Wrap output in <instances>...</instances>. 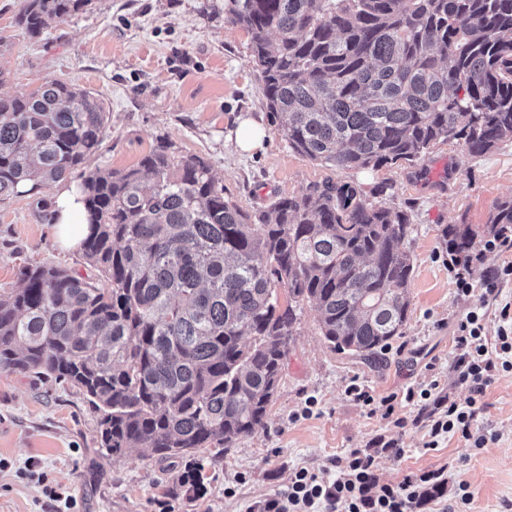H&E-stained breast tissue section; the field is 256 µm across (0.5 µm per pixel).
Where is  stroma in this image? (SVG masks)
Segmentation results:
<instances>
[{"label":"stroma","mask_w":512,"mask_h":512,"mask_svg":"<svg viewBox=\"0 0 512 512\" xmlns=\"http://www.w3.org/2000/svg\"><path fill=\"white\" fill-rule=\"evenodd\" d=\"M25 4L0 0V98L60 80L101 99L108 122L88 168L135 166L166 137L183 153L204 157L226 196L248 210L328 178L355 183L373 203L407 213L402 247L414 271L405 333L377 365L333 351L320 333L317 311L304 307L264 428L221 457L202 449L205 493L197 498L176 484L184 461L148 458L139 448L104 455L98 415L78 390L0 368V512H66L36 482L18 476L31 464L72 496L78 512H247L285 489L297 468L334 479L331 458L366 447L385 431L405 454L381 461L384 481L443 467L447 501L456 500L463 481L471 493L467 512H506L512 505V373L497 375L484 394L479 422L497 438L477 451L456 436L424 450L426 431L415 423L414 408L404 411L405 428L390 431L381 413L370 412L345 388L355 377L382 398L432 373H447L454 323L480 299L458 295L443 230L455 224L489 236L495 202L512 197V140L481 155L440 143L413 166L328 168L289 148L286 135L271 124L250 36L227 21L224 0H92L50 21L36 37L16 23ZM246 118L266 132L262 148L250 153L235 142ZM52 228L46 194L0 201V294L20 288L22 271L36 264L98 278L81 249L58 246ZM310 397L317 405L305 417L301 410Z\"/></svg>","instance_id":"1"}]
</instances>
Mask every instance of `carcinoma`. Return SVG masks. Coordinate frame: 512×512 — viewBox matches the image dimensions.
Instances as JSON below:
<instances>
[{"label":"carcinoma","mask_w":512,"mask_h":512,"mask_svg":"<svg viewBox=\"0 0 512 512\" xmlns=\"http://www.w3.org/2000/svg\"><path fill=\"white\" fill-rule=\"evenodd\" d=\"M90 3L27 0L18 24L36 36ZM224 15L251 35L271 124L314 161L376 169L440 142L483 154L512 140V0H224ZM106 122L57 81L0 98V200L80 171L81 249L100 273L25 268L0 295V368L82 391L106 455L184 459L264 427L305 304L334 351L370 364L404 334L406 213L329 179L251 214L165 138L134 167L89 170ZM492 224L512 225V198ZM446 235L475 244L468 226ZM203 468L179 484L200 494Z\"/></svg>","instance_id":"1"}]
</instances>
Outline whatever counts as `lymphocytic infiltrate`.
<instances>
[{"label": "lymphocytic infiltrate", "mask_w": 512, "mask_h": 512, "mask_svg": "<svg viewBox=\"0 0 512 512\" xmlns=\"http://www.w3.org/2000/svg\"><path fill=\"white\" fill-rule=\"evenodd\" d=\"M511 251V231L493 234L474 251L449 249L448 270L459 295L468 297L474 291L469 279L471 267L495 257L499 263L491 268L484 288L487 299H497L501 286L512 282V262L502 259ZM485 318L482 306L477 305L456 320L451 381L436 375L429 383L378 400L354 379L346 388L347 394L366 406L381 405L384 419L395 429L407 423L404 408L417 407L415 420L427 431L425 449L438 448L440 441L451 435L459 436L472 449L486 447L492 436L476 429L475 424L484 409L486 388L499 373L512 372V302L501 305L495 336H488ZM459 386L470 393L463 404L453 395ZM404 454L395 439L378 435L367 447L332 459L336 479L324 481L309 469H297L284 491L257 503L253 512H419L443 497L448 479L440 468L407 471L396 483L383 481L378 473L380 460L399 459Z\"/></svg>", "instance_id": "1"}]
</instances>
